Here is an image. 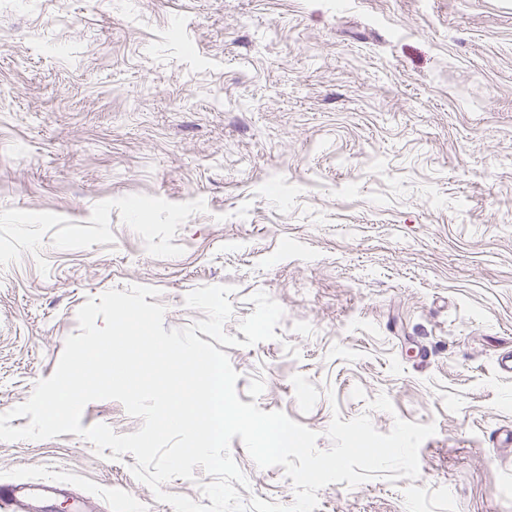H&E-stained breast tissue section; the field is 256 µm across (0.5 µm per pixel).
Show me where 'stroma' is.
Here are the masks:
<instances>
[{
  "label": "stroma",
  "instance_id": "1",
  "mask_svg": "<svg viewBox=\"0 0 512 512\" xmlns=\"http://www.w3.org/2000/svg\"><path fill=\"white\" fill-rule=\"evenodd\" d=\"M133 285L168 330L233 286V336L269 294L276 339L226 350L236 389L263 379L318 449L336 414L435 425L417 480L333 483L317 512H512V0H0V413ZM81 424L142 421L99 400ZM230 452L243 498L293 502L283 467ZM135 463L0 441V495L171 512Z\"/></svg>",
  "mask_w": 512,
  "mask_h": 512
}]
</instances>
